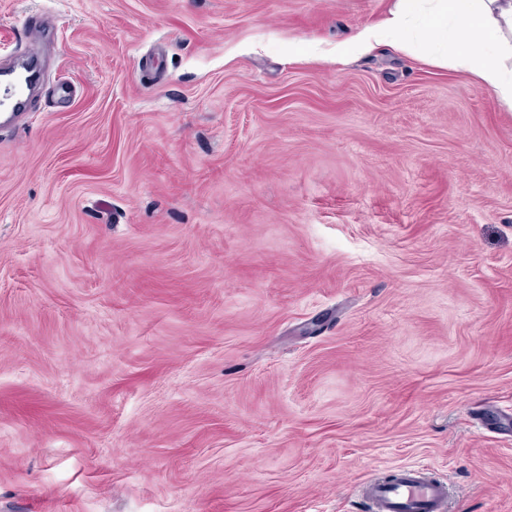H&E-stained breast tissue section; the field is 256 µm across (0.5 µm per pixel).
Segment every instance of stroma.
Segmentation results:
<instances>
[{
    "label": "stroma",
    "mask_w": 512,
    "mask_h": 512,
    "mask_svg": "<svg viewBox=\"0 0 512 512\" xmlns=\"http://www.w3.org/2000/svg\"><path fill=\"white\" fill-rule=\"evenodd\" d=\"M392 0H0V512H512V109ZM72 89L63 97L61 85ZM33 86V85H32ZM27 83L26 74L11 76V70L3 71L0 76V112L1 126L15 127L30 112L31 88ZM26 106L19 108V103ZM359 494L371 512H446L448 486L428 477V470L403 465L385 478L359 484Z\"/></svg>",
    "instance_id": "35a3bbf8"
}]
</instances>
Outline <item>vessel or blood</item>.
<instances>
[{
  "instance_id": "1",
  "label": "vessel or blood",
  "mask_w": 512,
  "mask_h": 512,
  "mask_svg": "<svg viewBox=\"0 0 512 512\" xmlns=\"http://www.w3.org/2000/svg\"><path fill=\"white\" fill-rule=\"evenodd\" d=\"M31 100L26 75L0 73V125L14 127L22 120L24 103ZM359 494L370 512H446L448 486L430 479L427 469L403 465L385 478H369Z\"/></svg>"
}]
</instances>
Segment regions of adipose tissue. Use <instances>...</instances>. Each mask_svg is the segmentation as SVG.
I'll use <instances>...</instances> for the list:
<instances>
[{"label": "adipose tissue", "mask_w": 512, "mask_h": 512, "mask_svg": "<svg viewBox=\"0 0 512 512\" xmlns=\"http://www.w3.org/2000/svg\"><path fill=\"white\" fill-rule=\"evenodd\" d=\"M382 45L464 71L512 106V0H393L336 48L292 45L288 54L346 63Z\"/></svg>", "instance_id": "adipose-tissue-1"}]
</instances>
